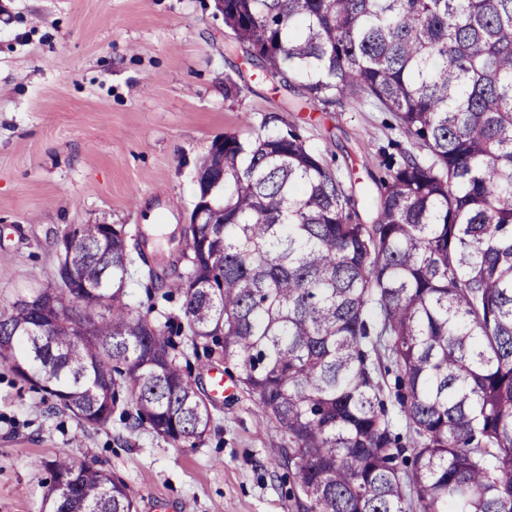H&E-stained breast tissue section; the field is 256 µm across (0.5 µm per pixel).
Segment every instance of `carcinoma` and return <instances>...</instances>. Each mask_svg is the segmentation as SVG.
<instances>
[{"mask_svg": "<svg viewBox=\"0 0 512 512\" xmlns=\"http://www.w3.org/2000/svg\"><path fill=\"white\" fill-rule=\"evenodd\" d=\"M224 27L301 106L368 98L421 153L384 156L367 222L296 131L227 132L186 274L146 289L185 323L133 313L129 235L78 224L69 277L0 300V361L51 414L194 448L178 356L217 352L287 438L297 512H512V0H224ZM46 466L40 512H135L110 471Z\"/></svg>", "mask_w": 512, "mask_h": 512, "instance_id": "cac0c4a2", "label": "carcinoma"}]
</instances>
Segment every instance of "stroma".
<instances>
[{"label": "stroma", "instance_id": "35a3bbf8", "mask_svg": "<svg viewBox=\"0 0 512 512\" xmlns=\"http://www.w3.org/2000/svg\"><path fill=\"white\" fill-rule=\"evenodd\" d=\"M227 43L213 0H0V299L50 285L55 241L77 224L125 225L156 269L184 272L197 170L227 132L296 127L373 202L399 139L390 114L368 99L295 111V92ZM231 79L242 92L227 95ZM187 370L213 423L197 447L176 448L146 427L48 415L0 362V512H39L44 463L64 453L126 483L136 512H295L270 455L285 437L234 365L215 354Z\"/></svg>", "mask_w": 512, "mask_h": 512}]
</instances>
